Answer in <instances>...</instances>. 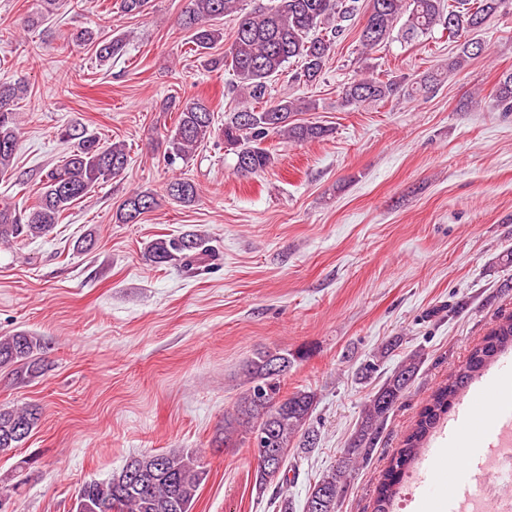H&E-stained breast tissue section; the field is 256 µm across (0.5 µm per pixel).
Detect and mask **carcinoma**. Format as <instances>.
Returning a JSON list of instances; mask_svg holds the SVG:
<instances>
[{"mask_svg": "<svg viewBox=\"0 0 512 512\" xmlns=\"http://www.w3.org/2000/svg\"><path fill=\"white\" fill-rule=\"evenodd\" d=\"M360 0H275L268 8L245 12L241 0H188L181 25L190 33L199 51L209 50L221 38V29L213 21L233 16L237 19L235 37L218 64L232 70L238 78L236 92L242 106L224 115V145L235 156V171L249 177L270 169L274 156L266 146L273 135H285L297 142L321 140L331 129L310 122H297L295 116L315 108V104L287 96L268 98L272 78L288 62L301 61L294 79L310 83L320 77L336 42L347 23L359 14ZM508 0H369L359 43L369 51L398 32L405 41H418L440 26L448 39L458 43V52L444 70H434L402 84L368 74L354 77L341 90L344 105L381 103L399 94L416 96L428 93L448 75L462 70L479 56L483 45L475 34ZM73 41L93 44L96 56L106 61L123 52L125 40L99 39L84 30ZM27 93L25 86L0 84V176L13 166L20 140L14 103ZM494 107L512 112V72L502 75L494 95ZM214 113L201 99L187 98L177 108V120L168 140L169 156L188 158L198 144L210 136ZM62 135L75 141L64 162L51 168L40 187L37 204L19 212L0 201V243L20 237L37 238L50 233L63 214L77 201L87 197L103 180L119 175L128 159L124 145L107 143L85 130L66 128ZM172 200L191 204L199 195L197 185L175 178L167 184ZM156 201L148 192L125 199L119 211L123 224L134 223L153 209ZM149 260L164 266L180 260L192 267L212 257L206 235L189 231L170 239H157L148 247ZM398 347L392 339L367 360L358 371L359 379L368 381L377 371L378 362ZM44 349L41 339L26 332L0 338V369H8L20 379H33L42 372L39 357ZM512 350V315L500 319L484 341L476 346L465 363L431 396L420 413L403 447L392 458L377 490L374 512H392V506L404 475L422 454L448 411L458 402L469 384ZM295 362L287 353L259 351L245 370L247 389L237 404L236 413L224 418V447L239 436L251 443L265 438L263 447L278 456L257 464L255 484L264 490L274 481L286 480L282 470L293 448L309 451L319 442V432L312 423L317 394L297 390L282 394L284 375ZM421 357H406L376 391L372 392L361 422L344 449L336 466L309 485L303 512H338L349 479L372 454L389 413L416 376ZM41 413L33 406L0 407V452L19 447L37 427ZM209 471L196 450L170 448L152 454L130 456L122 468L104 480L92 479L82 484L72 512H192V506Z\"/></svg>", "mask_w": 512, "mask_h": 512, "instance_id": "cac0c4a2", "label": "carcinoma"}]
</instances>
